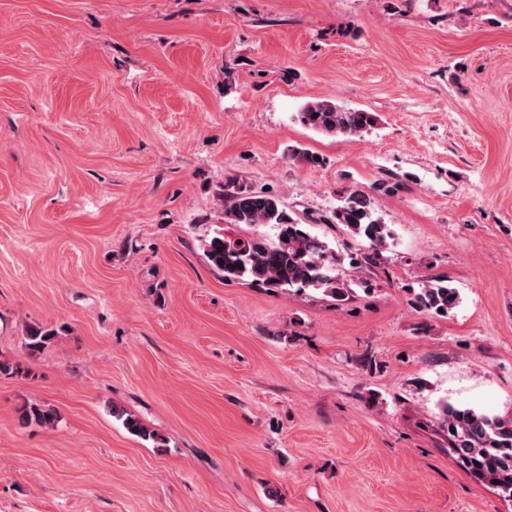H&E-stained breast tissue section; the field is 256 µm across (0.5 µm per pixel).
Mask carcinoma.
Wrapping results in <instances>:
<instances>
[{"label": "carcinoma", "instance_id": "cac0c4a2", "mask_svg": "<svg viewBox=\"0 0 512 512\" xmlns=\"http://www.w3.org/2000/svg\"><path fill=\"white\" fill-rule=\"evenodd\" d=\"M298 121L325 135L344 139L361 138L380 121L374 112L342 107L329 99L309 101L296 113ZM224 223L245 225L250 232L240 238L227 237L217 229L203 244L209 264L226 280H242L258 286L313 288L336 301L349 293L338 272L336 255L328 243L311 234L295 219L280 199L255 192L228 176L220 196ZM327 222L345 226L367 248L363 260L378 257L393 239V230L378 215L374 199L352 187L339 194V204ZM275 230L270 238L259 228ZM458 302V291L442 277L428 280L416 295L422 310L448 313ZM53 329L31 327L25 347L31 353L46 348L55 338ZM112 415L122 420L129 433L145 440L156 439L141 421L114 407ZM448 426V454L474 480L497 491L512 502V416L504 418L479 413L470 408L444 407ZM25 423L54 428L57 411L44 405H25L20 410Z\"/></svg>", "mask_w": 512, "mask_h": 512}]
</instances>
